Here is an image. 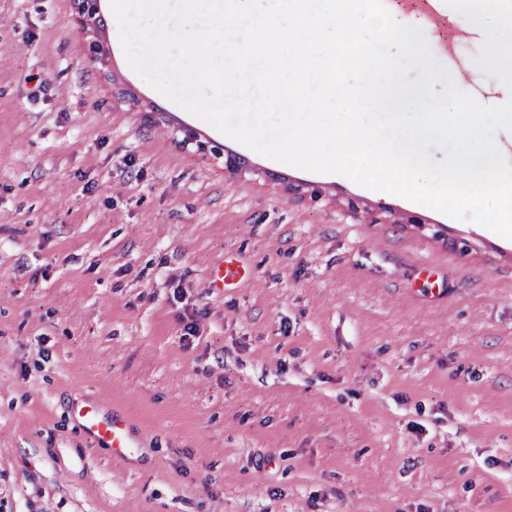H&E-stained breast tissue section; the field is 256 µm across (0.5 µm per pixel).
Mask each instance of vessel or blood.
<instances>
[{
	"instance_id": "obj_1",
	"label": "vessel or blood",
	"mask_w": 512,
	"mask_h": 512,
	"mask_svg": "<svg viewBox=\"0 0 512 512\" xmlns=\"http://www.w3.org/2000/svg\"><path fill=\"white\" fill-rule=\"evenodd\" d=\"M457 18V12L445 0H419L417 22L428 28H444L448 31L447 39L438 46V55L440 63L452 70L463 65L468 48L482 42L478 30H460ZM467 92L485 105H500L505 99L503 88L487 76L472 80L467 86ZM248 273V268L238 256L228 254L223 262L211 270L210 280L213 287L224 288L238 283ZM73 414L83 432L101 447L109 449L112 455L129 456L137 450L139 443L125 418L105 411L97 401L82 399L76 404Z\"/></svg>"
}]
</instances>
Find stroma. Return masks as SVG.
Instances as JSON below:
<instances>
[{
  "mask_svg": "<svg viewBox=\"0 0 512 512\" xmlns=\"http://www.w3.org/2000/svg\"><path fill=\"white\" fill-rule=\"evenodd\" d=\"M0 512H512V240L200 124L110 0H0ZM249 273L248 268L233 254L224 256V261L211 270L209 276L213 288H227L245 278ZM80 428L115 456H129L139 443L124 417L107 412L95 400L82 399L73 409Z\"/></svg>",
  "mask_w": 512,
  "mask_h": 512,
  "instance_id": "35a3bbf8",
  "label": "stroma"
}]
</instances>
